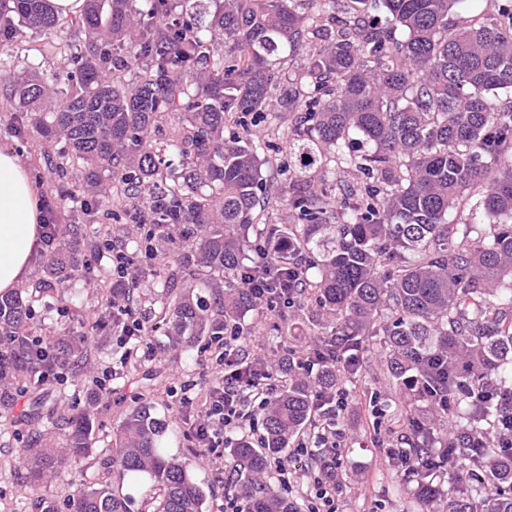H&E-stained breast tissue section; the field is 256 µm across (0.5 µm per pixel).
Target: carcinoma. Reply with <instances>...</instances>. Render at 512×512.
I'll return each mask as SVG.
<instances>
[{
    "label": "carcinoma",
    "instance_id": "obj_1",
    "mask_svg": "<svg viewBox=\"0 0 512 512\" xmlns=\"http://www.w3.org/2000/svg\"><path fill=\"white\" fill-rule=\"evenodd\" d=\"M86 0L61 18L48 0H0V43L46 36V51L69 56L50 85L43 74L0 61L23 137L40 148L57 204L78 195L119 202L152 255L179 240L175 264L158 283L156 323L165 346L186 351L205 337L240 333L264 301L291 298L304 323L309 376L290 353L278 364L279 389L263 408L265 438L240 437L230 470L247 512H296L266 480L269 459L285 456L314 411L315 395L363 369L371 341L396 393L414 378L405 416L448 392L447 407L420 418L411 480L422 505L446 498L445 512H512V447H471L470 439L507 416L495 384L512 393V9L450 22L464 0ZM65 31L69 37L57 39ZM325 44L296 85L277 92L281 65L315 36ZM129 77H123V73ZM179 124L167 135L161 122ZM274 118L288 140V164L271 183L251 127ZM476 208L494 223H448V212ZM288 209V223L277 213ZM270 264L251 267L261 241ZM83 229L73 221L42 256V276L0 294V402L8 384L42 390L28 353L36 302L55 308L81 267ZM253 276L270 294L258 297ZM204 288L210 301L199 296ZM138 289H101V317L85 333L58 325L55 368H81L94 337L122 328L111 312L135 308ZM448 365L441 372L436 362ZM451 419L448 435L441 420ZM93 414L61 417L60 448L22 449L28 479L58 477L89 457ZM166 420L143 402L123 418L112 465L158 490L154 512H203L205 493L185 462L166 455ZM72 512H126L107 485H78Z\"/></svg>",
    "mask_w": 512,
    "mask_h": 512
}]
</instances>
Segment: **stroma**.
<instances>
[{
	"instance_id": "35a3bbf8",
	"label": "stroma",
	"mask_w": 512,
	"mask_h": 512,
	"mask_svg": "<svg viewBox=\"0 0 512 512\" xmlns=\"http://www.w3.org/2000/svg\"><path fill=\"white\" fill-rule=\"evenodd\" d=\"M0 149L15 151L30 172L39 198L55 194L49 174L37 153L16 132L10 111H0ZM108 267V260L98 250L87 253L76 286L80 300L67 309L45 312L34 309L29 332L34 336L48 335L51 327L67 322L82 329L88 310L97 307L99 292L92 286ZM160 331L147 329L140 344L141 358L137 365L121 363L122 349L115 334L97 338L96 361L87 368L64 372L61 379L46 383L47 405L39 421L26 419L30 395L14 397L8 407L0 406V512H37L36 501L46 502L54 512H68L74 486L100 471L106 483L127 501L129 512H151L154 488L146 480L134 479L109 468L110 450L124 415L140 401H148L157 416L169 424L165 443L168 455L184 461L205 493L204 512H219L224 505L226 455H203L192 438L188 425L179 419L177 403L181 383L194 384L205 391L219 385L224 377L211 359L208 339H201L186 352L164 351ZM377 362L367 358L366 368L346 385L354 407L349 408L341 423L346 430L342 445L343 476L358 494L352 505L354 512H421L410 486L402 481L382 457L374 431L364 412L360 397L388 396L385 381L379 376ZM112 372V392L93 396L91 389L96 377ZM93 409L95 426L91 435V452L87 463L69 467L60 477L41 489H33L19 454L31 438L43 434L48 423L67 412L78 414Z\"/></svg>"
}]
</instances>
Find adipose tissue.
<instances>
[{
  "instance_id": "1",
  "label": "adipose tissue",
  "mask_w": 512,
  "mask_h": 512,
  "mask_svg": "<svg viewBox=\"0 0 512 512\" xmlns=\"http://www.w3.org/2000/svg\"><path fill=\"white\" fill-rule=\"evenodd\" d=\"M39 200L15 152L0 150V293L13 290L30 269L38 238Z\"/></svg>"
}]
</instances>
